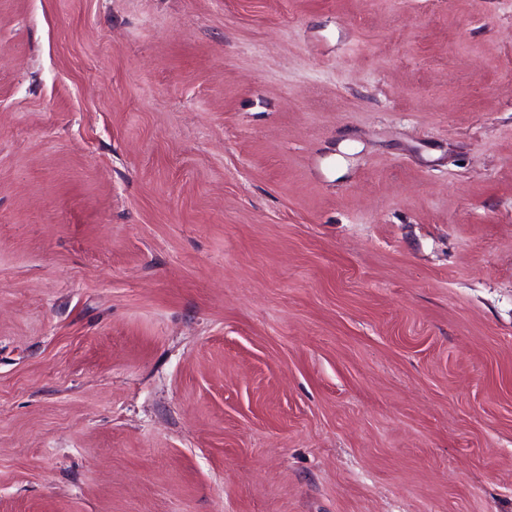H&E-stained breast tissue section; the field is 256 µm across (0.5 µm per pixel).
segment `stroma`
<instances>
[{
  "label": "stroma",
  "mask_w": 512,
  "mask_h": 512,
  "mask_svg": "<svg viewBox=\"0 0 512 512\" xmlns=\"http://www.w3.org/2000/svg\"><path fill=\"white\" fill-rule=\"evenodd\" d=\"M0 512H512V0H0Z\"/></svg>",
  "instance_id": "obj_1"
}]
</instances>
